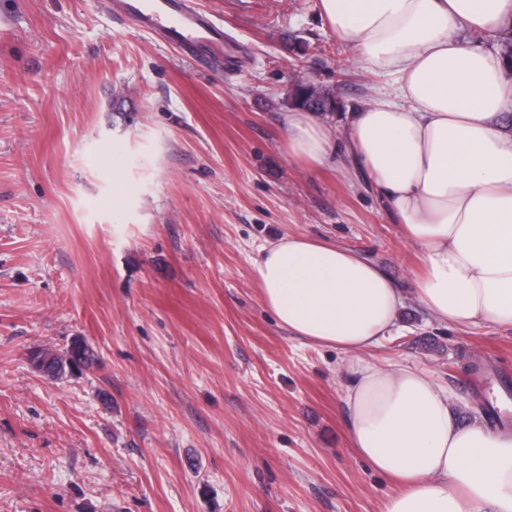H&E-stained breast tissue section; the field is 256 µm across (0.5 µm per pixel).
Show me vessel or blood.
I'll list each match as a JSON object with an SVG mask.
<instances>
[{"label": "vessel or blood", "instance_id": "b4317fda", "mask_svg": "<svg viewBox=\"0 0 512 512\" xmlns=\"http://www.w3.org/2000/svg\"><path fill=\"white\" fill-rule=\"evenodd\" d=\"M119 9L159 39L179 42L199 63H211L221 54L223 30L187 0H120Z\"/></svg>", "mask_w": 512, "mask_h": 512}]
</instances>
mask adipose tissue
<instances>
[{"mask_svg": "<svg viewBox=\"0 0 512 512\" xmlns=\"http://www.w3.org/2000/svg\"><path fill=\"white\" fill-rule=\"evenodd\" d=\"M332 31L391 92L349 113L285 114L289 156L308 167L346 149L418 250L414 294L439 322L512 328V65L477 45L512 22V0H320ZM266 306L294 336L348 356L353 448L396 491L382 512H512V429L460 422L447 386L365 355L398 327L404 293L328 241L258 249Z\"/></svg>", "mask_w": 512, "mask_h": 512, "instance_id": "ef3b65f1", "label": "adipose tissue"}]
</instances>
